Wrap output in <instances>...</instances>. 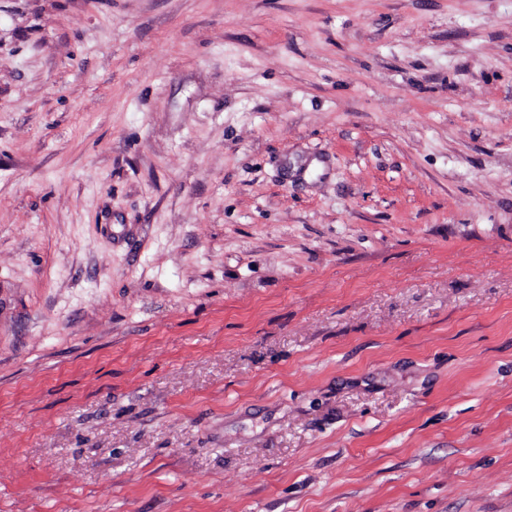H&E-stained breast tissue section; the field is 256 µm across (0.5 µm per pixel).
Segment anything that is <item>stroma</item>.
I'll return each mask as SVG.
<instances>
[{
    "label": "stroma",
    "mask_w": 512,
    "mask_h": 512,
    "mask_svg": "<svg viewBox=\"0 0 512 512\" xmlns=\"http://www.w3.org/2000/svg\"><path fill=\"white\" fill-rule=\"evenodd\" d=\"M0 512H512V0H0Z\"/></svg>",
    "instance_id": "obj_1"
}]
</instances>
